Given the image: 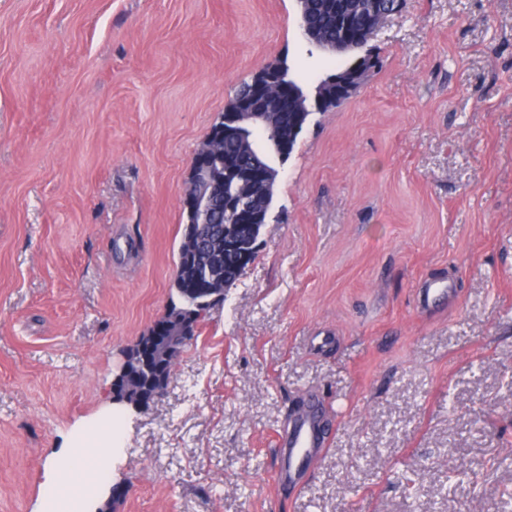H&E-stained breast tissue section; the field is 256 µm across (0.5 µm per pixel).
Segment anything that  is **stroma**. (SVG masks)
I'll list each match as a JSON object with an SVG mask.
<instances>
[{
  "label": "stroma",
  "instance_id": "1",
  "mask_svg": "<svg viewBox=\"0 0 512 512\" xmlns=\"http://www.w3.org/2000/svg\"><path fill=\"white\" fill-rule=\"evenodd\" d=\"M370 45L164 395L123 410L112 512H512V0H406ZM351 60L296 0H0V512H45L47 459L164 315L238 86ZM308 394L329 445L292 491L275 440ZM458 296L456 285L451 280H441L425 284L419 290V305L422 308H444Z\"/></svg>",
  "mask_w": 512,
  "mask_h": 512
}]
</instances>
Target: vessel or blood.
Returning <instances> with one entry per match:
<instances>
[{
	"instance_id": "b4317fda",
	"label": "vessel or blood",
	"mask_w": 512,
	"mask_h": 512,
	"mask_svg": "<svg viewBox=\"0 0 512 512\" xmlns=\"http://www.w3.org/2000/svg\"><path fill=\"white\" fill-rule=\"evenodd\" d=\"M458 296L456 285L450 280L425 284L419 291L421 307L443 308ZM326 430L322 411L316 402H308L291 419L288 431L279 436L277 447L282 466L277 474L280 483H293L325 446Z\"/></svg>"
}]
</instances>
